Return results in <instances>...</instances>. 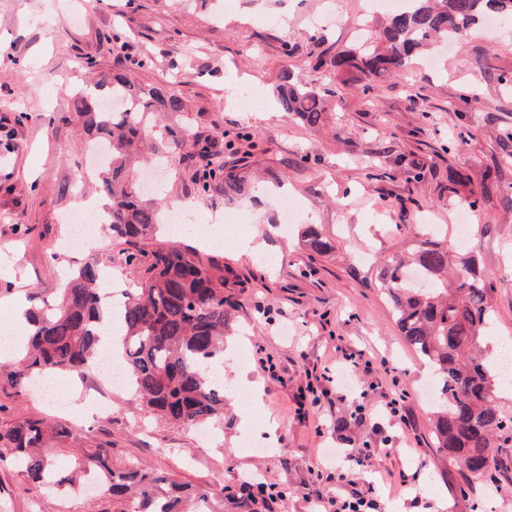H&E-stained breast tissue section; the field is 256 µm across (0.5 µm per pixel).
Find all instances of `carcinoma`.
<instances>
[{"mask_svg":"<svg viewBox=\"0 0 512 512\" xmlns=\"http://www.w3.org/2000/svg\"><path fill=\"white\" fill-rule=\"evenodd\" d=\"M491 12L512 20V0H408L406 8L387 18L375 39L339 55L336 79L343 85L360 84L367 92L373 83L402 73L413 56L435 41L464 43ZM109 39L123 62L76 93L71 103L88 155L100 168L108 227L133 247L125 263L145 265V277L138 288L125 292L121 311V358L130 372L128 385L148 411L172 422H218L224 415V386L211 383L209 369L224 358V331L234 304L224 299V281L200 261L196 248L156 239V230L165 227L160 210L144 203L126 176L129 164L142 154L156 114L182 112L184 104L166 84H134L129 72L147 61L125 54L123 30H113ZM275 98L282 111L309 127L338 111L342 102L337 91L294 82L287 71L275 87ZM166 134L174 148L190 141L196 148L201 161L193 174L198 199L217 191H242L241 179L224 170L219 141L195 139L180 125L166 128ZM305 236L314 254L334 249L312 226ZM148 240L153 241L149 250L144 248ZM384 279L402 336L440 377L443 401L433 422L437 447L461 471L491 464L494 438L504 423H512V415L500 410L492 367L476 353L493 321V283L471 253L457 251L452 258L450 249L429 239L411 259L393 258ZM100 280L98 266L85 263L73 272L56 305L26 310L35 331L18 368L8 374L13 385L56 373L82 377L94 366L100 352L97 327L109 307ZM71 438L69 426L34 416L0 433L10 462L28 480L62 495L75 491L76 479L53 463L46 444ZM82 465L101 473L117 499L135 491L137 507L120 512H218L202 489L189 491L172 482L165 490L162 477L135 466L115 468L110 445L82 449Z\"/></svg>","mask_w":512,"mask_h":512,"instance_id":"obj_1","label":"carcinoma"}]
</instances>
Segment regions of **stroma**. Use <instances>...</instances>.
Masks as SVG:
<instances>
[{"label":"stroma","mask_w":512,"mask_h":512,"mask_svg":"<svg viewBox=\"0 0 512 512\" xmlns=\"http://www.w3.org/2000/svg\"><path fill=\"white\" fill-rule=\"evenodd\" d=\"M365 0H0V309L16 299L53 301L67 273L98 264L123 287L144 277L126 265L123 240L97 235L96 247L67 253L64 217L100 195L88 170L81 132L65 122L67 97L88 78L93 57L109 72L113 28L127 34L129 55L146 59L142 84L171 82L185 109L167 123L231 142L224 164L245 181L242 194L206 197L204 212L219 224H196L180 235L204 264L219 266L224 295L236 305L226 336L224 424L203 446L197 429L151 419L126 388L109 407L83 414L67 375L54 378L52 397L16 387L0 364V433L24 416L68 422L75 438L52 453L74 468L78 449L113 448L115 468L132 464L223 499L224 512L244 483L274 486L279 498L258 496L254 512H336L349 492L373 499L376 512H512V441L496 449L497 465L475 479L452 467L432 433L435 384L429 366L406 343L383 290L388 258L414 251L416 227L435 224L443 246L468 218V248L494 281L493 323L483 344L494 362L499 343L512 344V22L472 38L427 66L414 58L399 76L369 93L343 86L344 103L311 128L276 104L283 70L314 85L332 72V59L374 30L386 13H365ZM253 86L265 102L255 117L233 85ZM26 121H18V113ZM244 131L248 140H237ZM464 142L448 150L451 137ZM150 139L163 156L166 181L150 204L193 198L197 160L170 148L163 127ZM420 162L421 181L393 168L397 155ZM282 170L267 180L268 167ZM392 168L389 179L372 168ZM499 168L491 200L469 207L484 170ZM460 180L448 191L449 176ZM287 193L297 220L282 230L276 197ZM314 226L335 249L310 256L300 232ZM251 238L263 254L241 256ZM245 376L259 397L249 406L234 381ZM402 394V417L386 404ZM277 444L268 447L267 426ZM370 454L369 464L356 458ZM106 488L62 498L0 462V512H119Z\"/></svg>","instance_id":"1"}]
</instances>
